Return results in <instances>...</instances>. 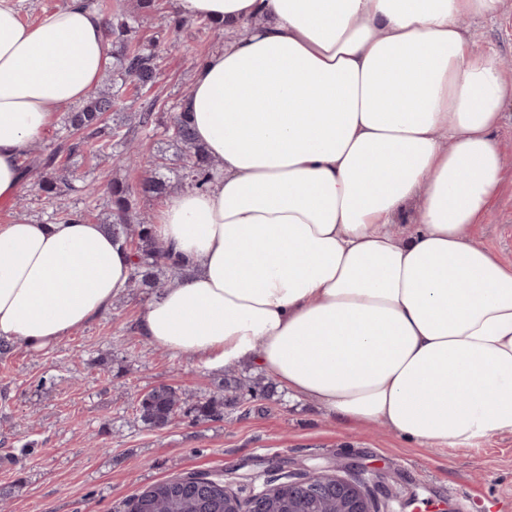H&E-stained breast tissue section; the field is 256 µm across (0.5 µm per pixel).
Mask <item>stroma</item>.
I'll return each instance as SVG.
<instances>
[{
  "mask_svg": "<svg viewBox=\"0 0 512 512\" xmlns=\"http://www.w3.org/2000/svg\"><path fill=\"white\" fill-rule=\"evenodd\" d=\"M176 18L175 0H154L142 14L136 37L162 56V69L149 91L130 82L118 88L116 116L126 121L148 98H158L155 129L137 142L144 155H166L174 169L180 163L164 129L197 67L224 44L197 19H180L179 28H170ZM468 30L480 47L512 61V0H502L495 15L469 23ZM495 140L506 164L503 192L474 236L511 262L512 104ZM61 163L97 184L92 222L108 219V187L115 181L137 192V208L147 217L164 203L141 195L149 176L143 168L113 163L87 148ZM22 194L24 209L0 202V224L21 217L42 221L50 209L82 207L72 197L48 204L30 189ZM150 300L144 290L128 289L108 312L56 345L37 349L17 342L0 354V503L8 512H126L134 495L191 472L223 473L237 489L282 465L305 472L339 459L376 472L383 489L405 500L404 512H512V434L430 448L382 429L344 428L316 405L281 391L221 420L183 411L166 429H147L135 416L138 394L165 383L191 405L216 391L225 376L136 332V318Z\"/></svg>",
  "mask_w": 512,
  "mask_h": 512,
  "instance_id": "stroma-1",
  "label": "stroma"
}]
</instances>
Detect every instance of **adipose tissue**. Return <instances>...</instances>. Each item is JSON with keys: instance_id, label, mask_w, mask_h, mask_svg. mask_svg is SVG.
Here are the masks:
<instances>
[{"instance_id": "adipose-tissue-1", "label": "adipose tissue", "mask_w": 512, "mask_h": 512, "mask_svg": "<svg viewBox=\"0 0 512 512\" xmlns=\"http://www.w3.org/2000/svg\"><path fill=\"white\" fill-rule=\"evenodd\" d=\"M0 0V200L17 159L110 61L81 0ZM501 0H176L227 39L181 103L216 167L170 197L186 268L139 314L151 344L251 364L351 429L435 448L512 434V262L473 231L498 199L512 99L462 26ZM131 252L105 225L0 224V339L37 348L109 309ZM68 0H27L21 13L22 20L31 25L37 24L45 13L64 7Z\"/></svg>"}]
</instances>
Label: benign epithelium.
Wrapping results in <instances>:
<instances>
[{
    "label": "benign epithelium",
    "instance_id": "1",
    "mask_svg": "<svg viewBox=\"0 0 512 512\" xmlns=\"http://www.w3.org/2000/svg\"><path fill=\"white\" fill-rule=\"evenodd\" d=\"M191 483L183 491L201 504V512L213 505L215 491L201 483ZM375 479L365 469L354 470L341 460L330 467L302 474L290 472L265 478L252 486L246 497L224 486V512H383L371 485Z\"/></svg>",
    "mask_w": 512,
    "mask_h": 512
}]
</instances>
